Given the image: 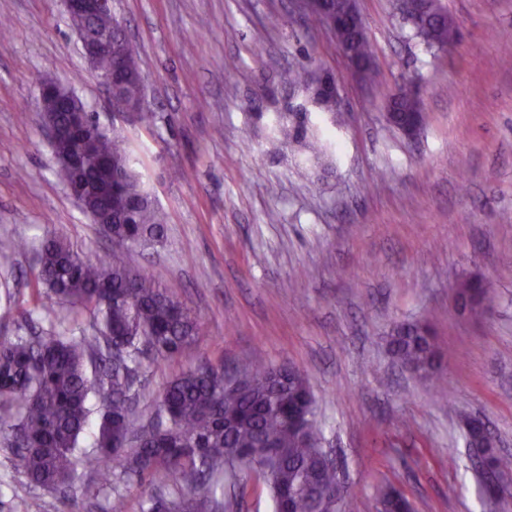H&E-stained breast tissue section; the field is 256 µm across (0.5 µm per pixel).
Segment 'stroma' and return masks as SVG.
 Instances as JSON below:
<instances>
[{"mask_svg": "<svg viewBox=\"0 0 512 512\" xmlns=\"http://www.w3.org/2000/svg\"><path fill=\"white\" fill-rule=\"evenodd\" d=\"M461 34L427 48L394 0H357L375 57L355 77L327 26L293 0H112L141 49L149 117L112 110L60 0H0V336L35 309V243L64 238L84 257L108 247L55 175L36 111L44 79L71 88L116 126L143 184L166 215L164 235L133 248L145 269L198 317L212 364H289L309 380L321 437L350 493L348 512H376L401 488L415 512H512L484 502L464 417L482 418L512 456V0H442ZM333 77L340 110L323 111L283 74L297 64ZM427 119L415 139L385 121L404 83ZM305 104L323 163L291 151L271 122ZM192 170L191 179L174 172ZM484 279L491 303L463 309L458 284ZM429 322L448 399L390 356L400 323ZM192 359L143 358L135 405L150 421L162 388ZM144 487L113 468L63 492L29 483L0 439V512H111L114 494L140 512ZM230 512H272L256 474L229 489Z\"/></svg>", "mask_w": 512, "mask_h": 512, "instance_id": "stroma-1", "label": "stroma"}]
</instances>
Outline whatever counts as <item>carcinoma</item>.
I'll list each match as a JSON object with an SVG mask.
<instances>
[{"label":"carcinoma","mask_w":512,"mask_h":512,"mask_svg":"<svg viewBox=\"0 0 512 512\" xmlns=\"http://www.w3.org/2000/svg\"><path fill=\"white\" fill-rule=\"evenodd\" d=\"M352 0H324L313 19L343 15ZM427 23L417 34L429 47H443L456 35L441 0L425 3ZM102 35L112 31L119 54L102 55L98 68L112 71L118 90L112 108L125 117L142 100L138 47L110 20L96 18ZM338 44L357 63H373L365 31L345 29ZM390 124L396 128L425 123L416 88L392 96ZM278 133L288 146L321 159V146L305 115L282 112ZM58 154L82 158L75 169L58 164L65 185L87 183L89 210L112 223L102 225L111 247L95 260L84 258L63 238L50 234L38 254V283L58 305H76L90 317L79 336L50 327L37 336H0V433L18 450V465L32 483L48 489L72 487L83 472L111 476L121 459L129 480L170 489L169 498L149 496L141 512H223L224 478L253 472L267 483L273 512H346L337 507L336 469L326 458L316 420L315 397L304 374L288 367L283 382L272 381L274 366L240 363L230 371L241 378L240 390H224V366L202 364L170 380L159 394L157 423L144 428L135 418L129 393L140 345L160 359L196 352L198 321L192 311L144 271L130 266L127 255L160 237L166 218L131 165L117 130L86 127L62 140ZM486 295L479 279L459 287L462 304L474 311ZM390 353L439 391L447 388L432 370L437 357L433 336L423 324H400L388 339ZM93 452L81 448L87 428ZM467 439L478 447L488 441L485 424L467 423ZM488 465L499 475L512 473V460L491 450ZM379 501L388 512H403L406 498L386 487Z\"/></svg>","instance_id":"cac0c4a2"}]
</instances>
